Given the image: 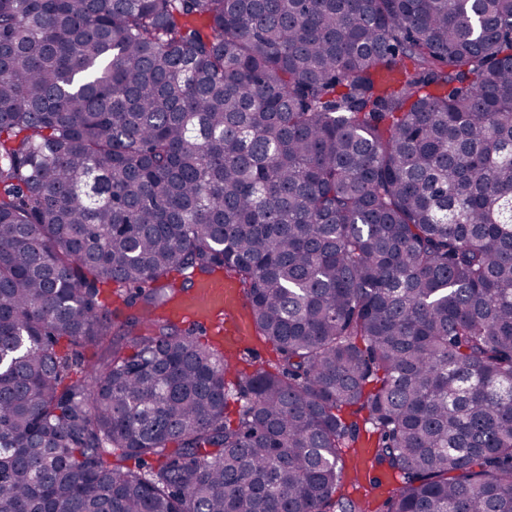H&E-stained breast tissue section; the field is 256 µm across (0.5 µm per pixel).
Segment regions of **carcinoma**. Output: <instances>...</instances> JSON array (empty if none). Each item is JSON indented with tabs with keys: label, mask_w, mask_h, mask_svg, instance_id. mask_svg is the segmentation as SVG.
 Masks as SVG:
<instances>
[{
	"label": "carcinoma",
	"mask_w": 512,
	"mask_h": 512,
	"mask_svg": "<svg viewBox=\"0 0 512 512\" xmlns=\"http://www.w3.org/2000/svg\"><path fill=\"white\" fill-rule=\"evenodd\" d=\"M360 416L380 512H512V0H0V512H361ZM239 295L224 276L198 280L176 306L184 322L195 325L205 336L223 339L228 346L242 341L245 328L239 319ZM187 324H180L188 327ZM251 352L247 353L242 360L233 369L232 373L227 376L228 381L234 382L236 377L250 374L254 369L262 364H267L277 358L274 348L262 340L255 338V342L250 346Z\"/></svg>",
	"instance_id": "carcinoma-1"
}]
</instances>
